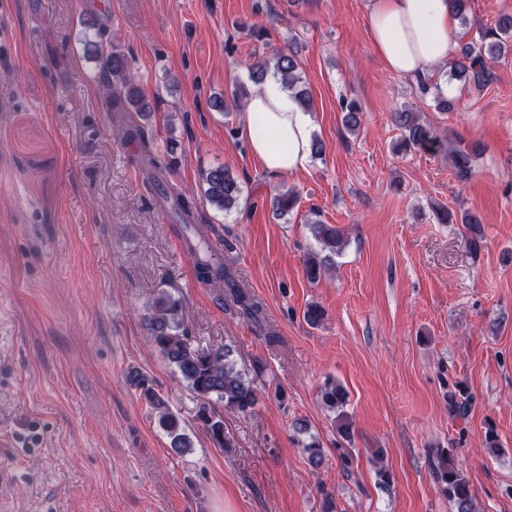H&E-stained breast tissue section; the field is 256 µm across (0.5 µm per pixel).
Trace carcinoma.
Returning a JSON list of instances; mask_svg holds the SVG:
<instances>
[{"instance_id":"1","label":"carcinoma","mask_w":512,"mask_h":512,"mask_svg":"<svg viewBox=\"0 0 512 512\" xmlns=\"http://www.w3.org/2000/svg\"><path fill=\"white\" fill-rule=\"evenodd\" d=\"M84 29H93V36H84L83 44L87 55L99 64V80L104 86L109 103L112 106V122L118 126L122 140L134 142L140 147L133 161L153 185L159 199L169 204L175 212L183 232L189 233L194 224L188 222L196 202L176 192L175 187H167L158 179L157 170L161 163L152 154L148 134L144 126L133 122L130 113L136 112L144 119L150 117L152 109L141 87L134 83L128 73V60L123 52L114 45L100 40L101 29L97 21L88 18L82 21ZM512 54V16H503L495 27H488L478 34V39L460 44L457 58L451 67L452 75L466 84L481 89L488 85L494 73L492 65ZM251 80L263 81L268 73L280 78L283 87L295 94L298 103L307 107L311 99L308 93L298 88L299 64L293 49H276L272 56L255 59L249 64ZM342 123L354 131L360 126L358 107L354 103L342 105ZM395 122L402 131L398 143L401 150L417 147L432 148L440 141L431 134L429 127L422 121V115L410 107L395 113ZM474 151L462 147L455 148L451 160L456 177L461 182L468 181L473 173L471 157ZM202 196L209 205L220 211H226L237 205L241 187L231 171L218 165L201 174ZM297 204L294 193L286 190L273 200V208L279 215L293 209ZM461 223L472 228L469 240L470 249L478 252L482 235L478 229L480 220L471 212L461 216ZM315 236L329 255L319 257L309 254L305 261L308 279L315 281L332 261V256L341 253L343 237L340 229L316 222L312 225ZM204 242L189 244L195 257L197 278L214 288L225 289V295L237 307L244 319L260 324L265 320V308L262 302L247 289L240 286L224 262L216 261L203 251ZM182 303L171 295L162 292L155 299L147 318L149 342L158 349L164 359L172 365L200 402L197 419L220 448H229L231 443L224 434V419L216 413L211 403L224 404V409L245 413L252 410L260 401L258 390L244 373L236 368L231 358L232 350L199 349L191 346L182 328L180 312ZM127 381L136 389L149 407L158 415L159 423L171 438V448L183 454L192 447L188 435L182 432L181 421L174 415L164 396L160 395L149 379L137 369L127 372ZM321 404L336 414V428L343 436L351 434L344 407L348 394L345 388L334 382H326L319 391ZM435 479L444 496L455 506V512H473V495L469 482L456 466L453 454L443 451L438 455L434 466Z\"/></svg>"}]
</instances>
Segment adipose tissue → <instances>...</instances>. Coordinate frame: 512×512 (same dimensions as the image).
<instances>
[{
  "mask_svg": "<svg viewBox=\"0 0 512 512\" xmlns=\"http://www.w3.org/2000/svg\"><path fill=\"white\" fill-rule=\"evenodd\" d=\"M368 35L393 74L420 80L459 48L452 0H370ZM312 119L276 81L256 87L247 104L250 154L273 175L305 170Z\"/></svg>",
  "mask_w": 512,
  "mask_h": 512,
  "instance_id": "ef3b65f1",
  "label": "adipose tissue"
}]
</instances>
